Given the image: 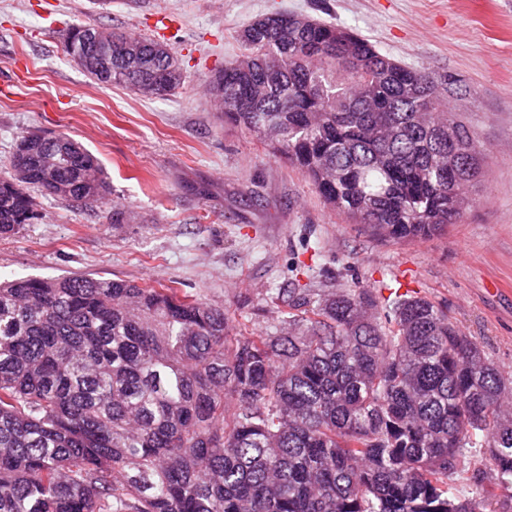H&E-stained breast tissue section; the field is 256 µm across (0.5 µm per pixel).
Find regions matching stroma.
I'll return each mask as SVG.
<instances>
[{"instance_id": "stroma-1", "label": "stroma", "mask_w": 512, "mask_h": 512, "mask_svg": "<svg viewBox=\"0 0 512 512\" xmlns=\"http://www.w3.org/2000/svg\"><path fill=\"white\" fill-rule=\"evenodd\" d=\"M279 11L345 28L437 81L482 150L460 223L425 240L373 237L215 112L211 74L240 53L243 27ZM80 24L164 42L183 85L145 98L95 82L64 52ZM37 130L89 149L111 192L91 206L36 196L40 219L0 237L1 279L162 283L223 306L245 334L269 332L262 300L295 279L399 284L447 304L462 332L512 368V0H0V173ZM117 208L133 220L113 223Z\"/></svg>"}]
</instances>
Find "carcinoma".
<instances>
[{
  "mask_svg": "<svg viewBox=\"0 0 512 512\" xmlns=\"http://www.w3.org/2000/svg\"><path fill=\"white\" fill-rule=\"evenodd\" d=\"M74 26L64 52L92 51ZM112 82L183 83L162 42L103 29ZM209 80L224 118L372 234L427 239L463 215L479 142L436 83L326 22L259 19ZM93 80L110 81L87 67ZM0 174V236L33 193L93 205L109 183L72 138L29 132ZM235 333L164 285L0 281V512H512V370L448 307L375 288L286 289ZM499 489L502 494L494 493Z\"/></svg>",
  "mask_w": 512,
  "mask_h": 512,
  "instance_id": "carcinoma-1",
  "label": "carcinoma"
}]
</instances>
